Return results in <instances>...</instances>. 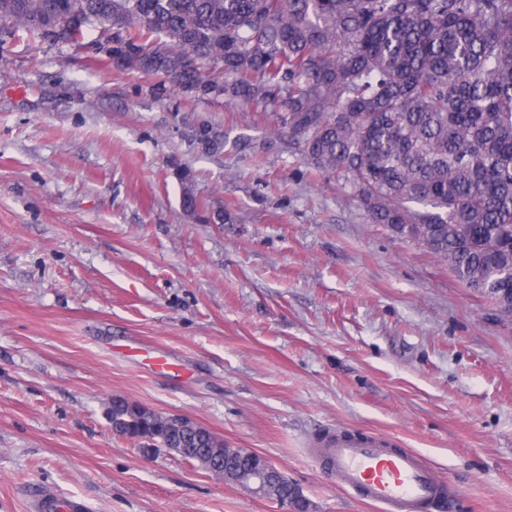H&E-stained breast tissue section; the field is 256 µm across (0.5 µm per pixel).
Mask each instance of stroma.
<instances>
[{
    "mask_svg": "<svg viewBox=\"0 0 512 512\" xmlns=\"http://www.w3.org/2000/svg\"><path fill=\"white\" fill-rule=\"evenodd\" d=\"M97 36L0 43V512L42 486L85 512H287L140 452L115 395L260 454L311 512H377L311 456L327 428L416 450L456 488L441 512H512V318L372 223L279 113L156 95Z\"/></svg>",
    "mask_w": 512,
    "mask_h": 512,
    "instance_id": "1",
    "label": "stroma"
}]
</instances>
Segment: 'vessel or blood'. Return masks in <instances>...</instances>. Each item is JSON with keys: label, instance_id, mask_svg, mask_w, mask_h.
<instances>
[{"label": "vessel or blood", "instance_id": "vessel-or-blood-1", "mask_svg": "<svg viewBox=\"0 0 512 512\" xmlns=\"http://www.w3.org/2000/svg\"><path fill=\"white\" fill-rule=\"evenodd\" d=\"M312 451L337 487L352 491L381 512H433L446 499L447 479L426 466L417 453L392 447L389 438L329 430L316 436ZM37 507L39 512H82L84 505L46 490Z\"/></svg>", "mask_w": 512, "mask_h": 512}]
</instances>
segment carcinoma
Here are the masks:
<instances>
[{"instance_id":"carcinoma-1","label":"carcinoma","mask_w":512,"mask_h":512,"mask_svg":"<svg viewBox=\"0 0 512 512\" xmlns=\"http://www.w3.org/2000/svg\"><path fill=\"white\" fill-rule=\"evenodd\" d=\"M78 45L239 100L281 123L372 223L425 245L512 315V0H0V38ZM106 416L143 447L244 484L243 449L123 397ZM282 480L270 497L290 504Z\"/></svg>"}]
</instances>
